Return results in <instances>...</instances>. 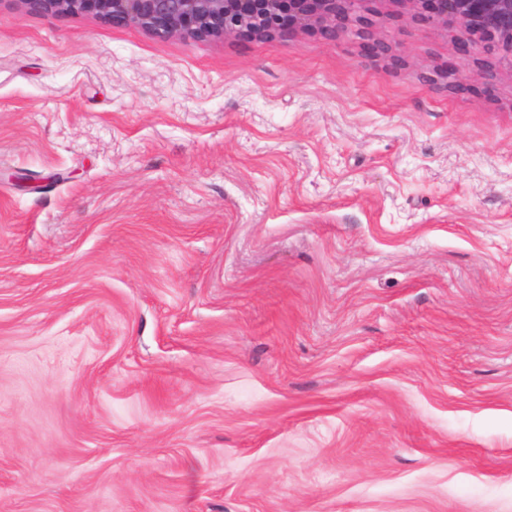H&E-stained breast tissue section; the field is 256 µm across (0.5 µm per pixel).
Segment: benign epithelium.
I'll list each match as a JSON object with an SVG mask.
<instances>
[{"instance_id":"7a95c632","label":"benign epithelium","mask_w":512,"mask_h":512,"mask_svg":"<svg viewBox=\"0 0 512 512\" xmlns=\"http://www.w3.org/2000/svg\"><path fill=\"white\" fill-rule=\"evenodd\" d=\"M56 15L94 14L163 37L288 38L314 29L339 39L371 0H19ZM393 10L469 33L512 77V0H385Z\"/></svg>"}]
</instances>
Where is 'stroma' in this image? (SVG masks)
<instances>
[{"instance_id": "35a3bbf8", "label": "stroma", "mask_w": 512, "mask_h": 512, "mask_svg": "<svg viewBox=\"0 0 512 512\" xmlns=\"http://www.w3.org/2000/svg\"><path fill=\"white\" fill-rule=\"evenodd\" d=\"M371 22L0 0V512H512V78ZM374 0H20L56 15L94 14L163 37L288 38L314 29L339 39Z\"/></svg>"}]
</instances>
